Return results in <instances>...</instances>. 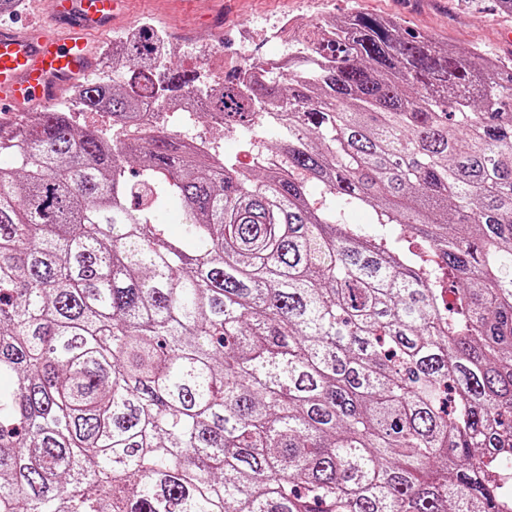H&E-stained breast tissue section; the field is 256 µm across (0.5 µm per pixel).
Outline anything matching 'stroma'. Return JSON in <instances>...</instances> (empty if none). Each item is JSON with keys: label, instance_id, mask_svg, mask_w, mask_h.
<instances>
[{"label": "stroma", "instance_id": "1", "mask_svg": "<svg viewBox=\"0 0 512 512\" xmlns=\"http://www.w3.org/2000/svg\"><path fill=\"white\" fill-rule=\"evenodd\" d=\"M123 24L96 33L97 53L111 49L114 38L126 28L149 22L191 39L175 53L180 68L203 74L206 66H234L242 46L258 56L276 58L278 49L266 40H251L248 23L288 16L299 20L303 32L318 22L339 19L351 11L401 19L405 27L431 35L437 42L463 50L478 47L492 55L512 56V15L503 14L498 0H128ZM222 28L224 43L219 52L203 57L212 29ZM171 132L176 138L203 137L220 155L251 169L255 149L241 136L225 138L223 131L204 126L201 118L187 113L174 117Z\"/></svg>", "mask_w": 512, "mask_h": 512}]
</instances>
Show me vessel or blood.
<instances>
[{
    "label": "vessel or blood",
    "mask_w": 512,
    "mask_h": 512,
    "mask_svg": "<svg viewBox=\"0 0 512 512\" xmlns=\"http://www.w3.org/2000/svg\"><path fill=\"white\" fill-rule=\"evenodd\" d=\"M125 0H53L48 21L0 28V114L50 109L60 92L99 63L93 36Z\"/></svg>",
    "instance_id": "obj_1"
}]
</instances>
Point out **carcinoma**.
<instances>
[{
  "instance_id": "obj_1",
  "label": "carcinoma",
  "mask_w": 512,
  "mask_h": 512,
  "mask_svg": "<svg viewBox=\"0 0 512 512\" xmlns=\"http://www.w3.org/2000/svg\"><path fill=\"white\" fill-rule=\"evenodd\" d=\"M157 41L79 109H285L286 162L0 127V512H512V58L356 12L211 88Z\"/></svg>"
}]
</instances>
